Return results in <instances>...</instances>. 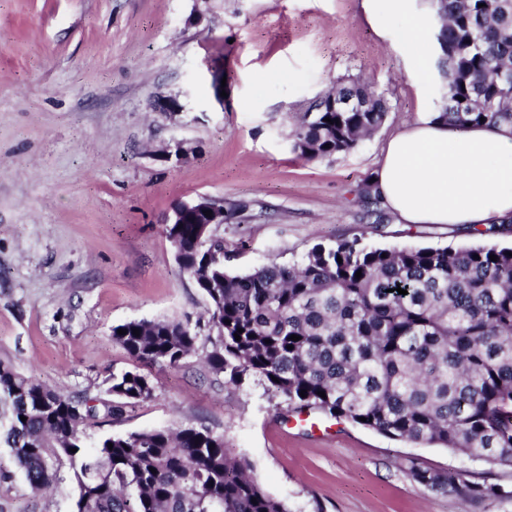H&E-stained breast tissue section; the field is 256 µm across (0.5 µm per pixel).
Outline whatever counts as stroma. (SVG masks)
<instances>
[{
  "label": "stroma",
  "instance_id": "obj_1",
  "mask_svg": "<svg viewBox=\"0 0 512 512\" xmlns=\"http://www.w3.org/2000/svg\"><path fill=\"white\" fill-rule=\"evenodd\" d=\"M349 79L385 93V122L351 153L298 158L289 114ZM440 86L414 78L362 0H0V362L108 400L113 373L136 365L113 326L205 306L164 233L175 206L203 197L235 210L215 229L235 272L354 239L511 246L512 226L363 218L387 141L434 110ZM161 96L182 111L156 109ZM179 140L195 156L161 160ZM146 372L153 397L100 417L89 441L209 426L291 512H512V498H467L411 474L465 470L512 488V469L316 412L301 423L256 382L227 385L196 356ZM76 497L65 462L51 491L31 495L0 445V512H74Z\"/></svg>",
  "mask_w": 512,
  "mask_h": 512
}]
</instances>
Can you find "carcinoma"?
<instances>
[{
  "label": "carcinoma",
  "instance_id": "obj_1",
  "mask_svg": "<svg viewBox=\"0 0 512 512\" xmlns=\"http://www.w3.org/2000/svg\"><path fill=\"white\" fill-rule=\"evenodd\" d=\"M429 4L443 21L445 45L438 119L512 127V0ZM338 93L366 102L367 111L319 112L315 104L295 114L293 153L315 160L353 151L390 112L369 84L354 81ZM203 228L165 226L180 269L205 297L203 313L112 327V341L131 358L177 367L197 354L206 330L211 348L202 360L226 384L254 379L291 412L317 411L512 469V247L368 248L355 239L240 273L226 268L224 239H206ZM108 393L112 400L102 407L112 417L152 398L154 387L125 370L112 374ZM0 404L9 411L0 444L10 448L28 490L50 488L54 465L64 459L77 482L75 512H291L231 456L224 435L202 424L111 435L90 446L86 429L99 412L93 400L3 363ZM413 477L464 497H512L465 471L416 469Z\"/></svg>",
  "mask_w": 512,
  "mask_h": 512
}]
</instances>
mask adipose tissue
Listing matches in <instances>:
<instances>
[{
  "instance_id": "ef3b65f1",
  "label": "adipose tissue",
  "mask_w": 512,
  "mask_h": 512,
  "mask_svg": "<svg viewBox=\"0 0 512 512\" xmlns=\"http://www.w3.org/2000/svg\"><path fill=\"white\" fill-rule=\"evenodd\" d=\"M380 36L389 21L408 19L411 56L427 55L436 20L427 0H365ZM384 205L404 224L491 227L512 221V128L451 127L425 116L388 141L373 178Z\"/></svg>"
}]
</instances>
